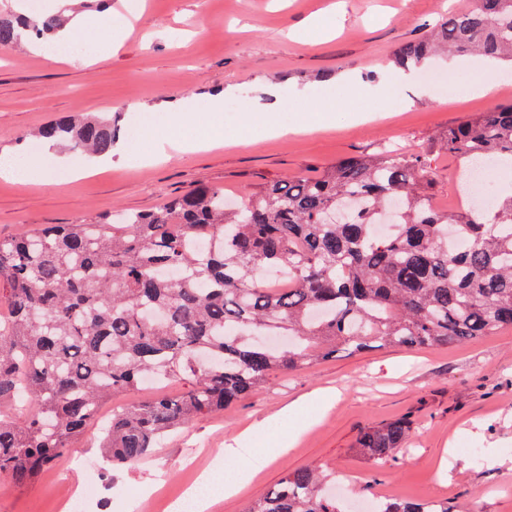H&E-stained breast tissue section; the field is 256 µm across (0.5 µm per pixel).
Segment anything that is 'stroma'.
Wrapping results in <instances>:
<instances>
[{
    "label": "stroma",
    "mask_w": 512,
    "mask_h": 512,
    "mask_svg": "<svg viewBox=\"0 0 512 512\" xmlns=\"http://www.w3.org/2000/svg\"><path fill=\"white\" fill-rule=\"evenodd\" d=\"M329 0H128L143 17L127 37L87 27L65 52L30 43L0 51V158L32 153L33 134L62 117L111 113L120 137L136 146L121 163L82 179L53 172L40 182L0 180V237L46 224H85L103 216L151 211L198 186L243 191L262 180L315 171L367 153L383 142L422 149L433 158L432 199L452 187L454 157L435 135L497 104H512V65L475 58H439L397 81L394 51L417 40L424 24L473 0H344L323 20V35L305 24ZM122 38V46L94 66L81 60ZM501 85L487 97L469 91L473 73ZM354 74L357 85L338 84ZM279 86L280 132L260 128L235 138L236 105L220 116L227 137L208 150L146 162V125L164 132L157 105L187 99L205 104L231 84L241 98L260 85ZM332 102L330 121L313 130L293 127L298 113ZM154 114H147V107ZM337 390L335 400L281 409L312 392ZM413 421L410 442L383 465L355 449L358 434L396 418ZM263 423L260 434L246 429ZM298 436L275 457L267 444ZM251 461L256 474L242 494L218 500L209 512H242L287 471L319 464L336 473L345 512L364 491L373 496L445 500L458 512H512V328L461 346L386 348L337 354L301 371L277 373L269 386L224 411L172 433L141 462L113 469L96 432L61 453L34 482L0 494V512H59L66 492L97 480L96 496L81 512H173L187 488L224 462L225 446ZM454 456L439 462L445 448Z\"/></svg>",
    "instance_id": "stroma-1"
}]
</instances>
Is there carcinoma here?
<instances>
[{"instance_id": "1", "label": "carcinoma", "mask_w": 512, "mask_h": 512, "mask_svg": "<svg viewBox=\"0 0 512 512\" xmlns=\"http://www.w3.org/2000/svg\"><path fill=\"white\" fill-rule=\"evenodd\" d=\"M62 20L0 10V50ZM512 64V0H475L396 50ZM39 137L104 156L112 118L59 119ZM469 165L512 159V104L441 130ZM424 153L385 143L313 175L265 180L237 205L197 186L147 213L0 238V482L33 481L98 424L101 406L151 380L186 385L112 411L100 447L133 466L170 433L339 352L459 345L512 328V196L463 212L431 204ZM279 271L289 287L270 288ZM412 423L370 427L357 452L386 464ZM331 473L287 472L243 512H342ZM373 512H456L377 500Z\"/></svg>"}]
</instances>
